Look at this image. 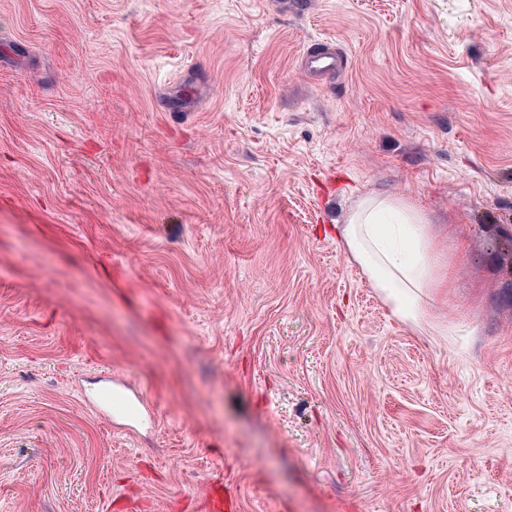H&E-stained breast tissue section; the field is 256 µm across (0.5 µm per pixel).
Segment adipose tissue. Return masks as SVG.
Returning a JSON list of instances; mask_svg holds the SVG:
<instances>
[{
  "label": "adipose tissue",
  "mask_w": 512,
  "mask_h": 512,
  "mask_svg": "<svg viewBox=\"0 0 512 512\" xmlns=\"http://www.w3.org/2000/svg\"><path fill=\"white\" fill-rule=\"evenodd\" d=\"M337 231L393 315L411 327H429L431 307L450 282L428 216L403 196L367 193L352 203Z\"/></svg>",
  "instance_id": "obj_1"
}]
</instances>
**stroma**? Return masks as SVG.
<instances>
[{
  "mask_svg": "<svg viewBox=\"0 0 512 512\" xmlns=\"http://www.w3.org/2000/svg\"><path fill=\"white\" fill-rule=\"evenodd\" d=\"M370 191L435 226L432 331L336 236ZM215 486L512 512V0H0V512ZM306 66L313 72L322 76H335L343 65V61L336 54L320 48L311 50L305 60Z\"/></svg>",
  "mask_w": 512,
  "mask_h": 512,
  "instance_id": "1",
  "label": "stroma"
}]
</instances>
